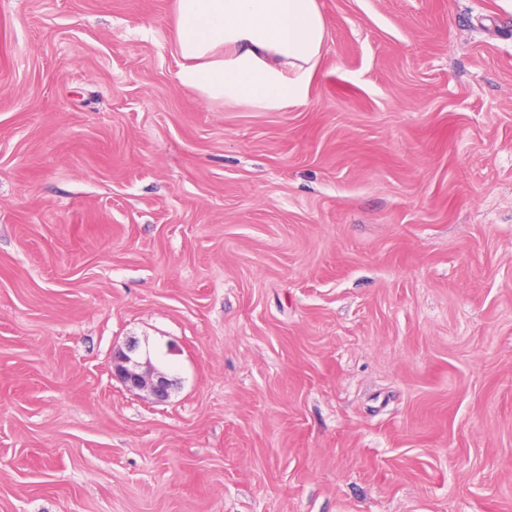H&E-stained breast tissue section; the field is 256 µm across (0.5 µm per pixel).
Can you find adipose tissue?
I'll return each mask as SVG.
<instances>
[{
  "instance_id": "1",
  "label": "adipose tissue",
  "mask_w": 512,
  "mask_h": 512,
  "mask_svg": "<svg viewBox=\"0 0 512 512\" xmlns=\"http://www.w3.org/2000/svg\"><path fill=\"white\" fill-rule=\"evenodd\" d=\"M177 80L203 99L305 100L328 31L317 0H175Z\"/></svg>"
}]
</instances>
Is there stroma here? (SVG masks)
<instances>
[{
    "instance_id": "1",
    "label": "stroma",
    "mask_w": 512,
    "mask_h": 512,
    "mask_svg": "<svg viewBox=\"0 0 512 512\" xmlns=\"http://www.w3.org/2000/svg\"><path fill=\"white\" fill-rule=\"evenodd\" d=\"M318 4L279 112L0 0V512H512V0ZM136 342H129L124 349L114 352L112 358V377L126 389L145 391L153 404L166 403L169 398L170 380L157 371L150 360L139 362L135 357Z\"/></svg>"
}]
</instances>
